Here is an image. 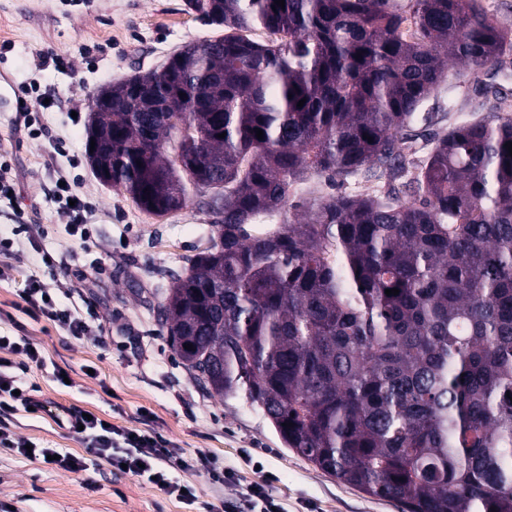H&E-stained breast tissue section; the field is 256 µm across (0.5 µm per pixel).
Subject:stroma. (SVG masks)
<instances>
[{
    "label": "stroma",
    "mask_w": 512,
    "mask_h": 512,
    "mask_svg": "<svg viewBox=\"0 0 512 512\" xmlns=\"http://www.w3.org/2000/svg\"><path fill=\"white\" fill-rule=\"evenodd\" d=\"M223 33L198 20L186 0H0V76L50 101L36 112L34 135L17 131L13 112L0 108V158L11 164L16 190L13 202H0V237L13 242L0 260V333L46 351L45 364L23 384L36 386L39 400L118 426L151 423L237 478L231 489L202 471L172 470L197 489L189 505L93 456L84 471L70 473L0 447V504L12 512H247L241 491L265 481L282 512H402L399 503L341 485L285 448L244 394L219 398L201 387L172 349L157 307L172 275L208 246L214 216L194 204L165 216L146 213L100 183L87 161L89 93L159 69L181 46ZM62 177L92 207L88 238L65 231L53 198ZM384 187L313 173L293 196L309 202ZM47 256L52 265L44 264ZM33 279L58 305L87 315L88 335L74 337L18 309L19 291ZM59 367L71 386L56 381ZM0 425L38 446L86 455L76 435L48 415L18 409L0 415Z\"/></svg>",
    "instance_id": "35a3bbf8"
}]
</instances>
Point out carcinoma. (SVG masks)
Listing matches in <instances>:
<instances>
[{"label":"carcinoma","mask_w":512,"mask_h":512,"mask_svg":"<svg viewBox=\"0 0 512 512\" xmlns=\"http://www.w3.org/2000/svg\"><path fill=\"white\" fill-rule=\"evenodd\" d=\"M187 5L224 35L89 104L97 178L159 216L221 201L160 306L173 350L340 484L405 512H512V117L483 80L512 28L482 0ZM445 92L460 117L418 141ZM310 173L388 189L259 223Z\"/></svg>","instance_id":"cac0c4a2"}]
</instances>
